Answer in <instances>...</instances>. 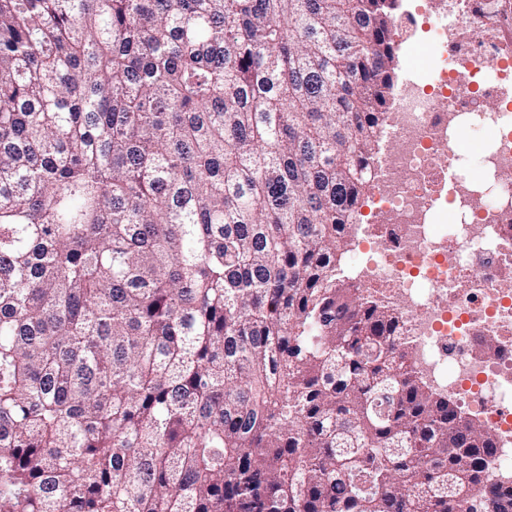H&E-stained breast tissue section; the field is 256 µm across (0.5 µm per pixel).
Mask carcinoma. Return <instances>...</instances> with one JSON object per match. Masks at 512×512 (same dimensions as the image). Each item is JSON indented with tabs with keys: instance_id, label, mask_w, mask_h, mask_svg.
<instances>
[{
	"instance_id": "carcinoma-1",
	"label": "carcinoma",
	"mask_w": 512,
	"mask_h": 512,
	"mask_svg": "<svg viewBox=\"0 0 512 512\" xmlns=\"http://www.w3.org/2000/svg\"><path fill=\"white\" fill-rule=\"evenodd\" d=\"M401 0H0V512H512L345 274Z\"/></svg>"
}]
</instances>
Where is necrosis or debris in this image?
Masks as SVG:
<instances>
[{"mask_svg":"<svg viewBox=\"0 0 512 512\" xmlns=\"http://www.w3.org/2000/svg\"><path fill=\"white\" fill-rule=\"evenodd\" d=\"M448 14L429 41L458 64L407 83L388 114L383 136L398 149L380 158L371 196L390 221L356 225L349 270L362 289L401 308L412 363L492 432L489 471L512 478V113L483 109L512 81V46L485 37L470 0H453ZM472 121L499 140L485 170L460 163L458 142ZM490 169L502 200L494 212L480 186ZM448 175V221L428 223Z\"/></svg>","mask_w":512,"mask_h":512,"instance_id":"1","label":"necrosis or debris"}]
</instances>
